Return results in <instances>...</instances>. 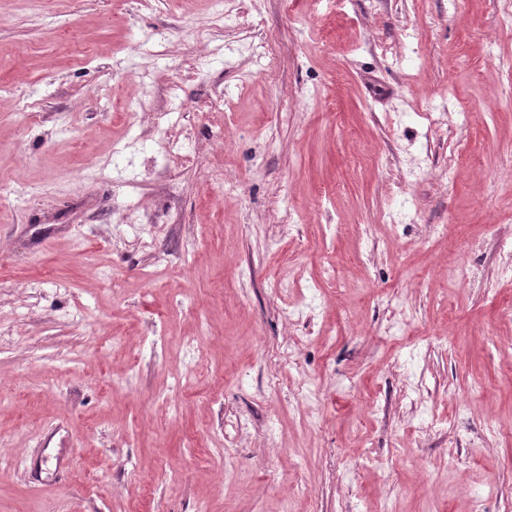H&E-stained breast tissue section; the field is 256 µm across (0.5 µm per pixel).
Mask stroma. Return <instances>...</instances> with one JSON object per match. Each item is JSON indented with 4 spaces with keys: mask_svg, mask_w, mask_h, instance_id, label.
Segmentation results:
<instances>
[{
    "mask_svg": "<svg viewBox=\"0 0 512 512\" xmlns=\"http://www.w3.org/2000/svg\"><path fill=\"white\" fill-rule=\"evenodd\" d=\"M508 11L0 0V512H505Z\"/></svg>",
    "mask_w": 512,
    "mask_h": 512,
    "instance_id": "stroma-1",
    "label": "stroma"
}]
</instances>
